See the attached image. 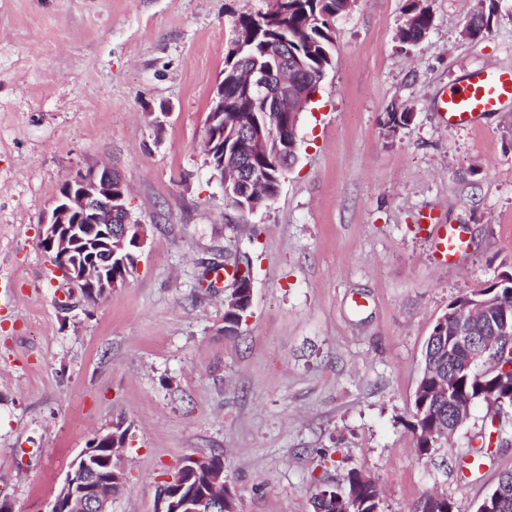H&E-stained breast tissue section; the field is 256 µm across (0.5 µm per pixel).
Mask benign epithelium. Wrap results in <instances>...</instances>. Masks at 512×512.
<instances>
[{"label": "benign epithelium", "instance_id": "obj_1", "mask_svg": "<svg viewBox=\"0 0 512 512\" xmlns=\"http://www.w3.org/2000/svg\"><path fill=\"white\" fill-rule=\"evenodd\" d=\"M254 39V29L236 27L232 56L243 54ZM289 49L288 40L271 38L263 47L269 66H256L244 73L240 69V62L233 64L236 95L241 100L264 106L261 125L254 121L224 118V107L230 105V100L224 97V80L216 84L205 131L213 136L215 151L218 152L216 156H207V165L219 182H224V173L228 170L243 168L250 179L259 182L266 180L268 171L251 163L248 156L247 147L257 139L269 147L266 156L274 162L289 160V152L296 139L298 115L309 102L305 94L297 92L295 84H276L272 81L274 65L279 62L291 64L295 72L304 68V62L299 56L288 55ZM281 101L291 105L293 121L286 125L279 121ZM116 219L134 228L132 232L124 231L121 247H126L128 240L135 247L141 246L143 238L139 233V225L132 218L123 181L116 179L109 167H92L79 170L66 180L51 210L41 221L40 244L53 253L57 263L67 272L69 280L78 283L86 292L101 290V296H93L96 301L117 287L119 279L107 280L99 276L100 263L95 258L82 265L72 262L68 241L101 231L109 239L106 262L110 263L117 255L112 233V224ZM498 288H512V274L503 275L485 288L458 297L448 304V310L438 318L436 324L448 326V333L460 344L474 340L471 336L472 319L491 307L487 296ZM490 365L483 351L474 356L470 363L474 374L483 379L486 402L495 408H502L506 404L512 407V380L506 381L501 374L491 376ZM204 503L205 500L181 488L171 495L161 496L156 512H202ZM77 506H88L93 512H106V504L101 502L100 489L88 486L85 480L77 477V473L70 471L48 508L49 512H73Z\"/></svg>", "mask_w": 512, "mask_h": 512}]
</instances>
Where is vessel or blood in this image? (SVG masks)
I'll use <instances>...</instances> for the list:
<instances>
[{
  "label": "vessel or blood",
  "mask_w": 512,
  "mask_h": 512,
  "mask_svg": "<svg viewBox=\"0 0 512 512\" xmlns=\"http://www.w3.org/2000/svg\"><path fill=\"white\" fill-rule=\"evenodd\" d=\"M512 102V68L499 70L485 77L476 75L457 84L443 98L441 110L452 126L475 123L480 115L494 112L505 102ZM437 253L442 262H456L465 248V242L454 226L435 228Z\"/></svg>",
  "instance_id": "vessel-or-blood-1"
}]
</instances>
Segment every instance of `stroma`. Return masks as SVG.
Returning <instances> with one entry per match:
<instances>
[{
	"mask_svg": "<svg viewBox=\"0 0 512 512\" xmlns=\"http://www.w3.org/2000/svg\"><path fill=\"white\" fill-rule=\"evenodd\" d=\"M488 33L462 35L479 0H352L332 64L299 116L275 199L227 205L202 139L239 14L273 0H0V500L47 505L89 439L128 427L110 512H155L187 456L221 455L237 512H311L316 480L349 469L382 512L429 491L476 512L512 470V409L491 463L459 476L489 416L415 452L414 393L435 320L466 290L512 274V104L448 127L444 93L512 67V0ZM411 114L390 130V110ZM107 165L129 189L144 243L98 305L57 274L40 221L68 177ZM468 242L436 259L431 224ZM228 251L253 260L252 315L224 335ZM407 11L412 13V25L398 30L401 43L415 44L423 33L428 34L434 26V15L428 7H420L418 0H409Z\"/></svg>",
	"mask_w": 512,
	"mask_h": 512,
	"instance_id": "stroma-1",
	"label": "stroma"
}]
</instances>
